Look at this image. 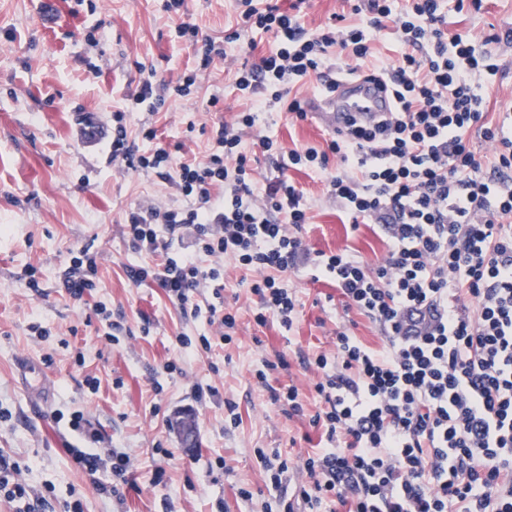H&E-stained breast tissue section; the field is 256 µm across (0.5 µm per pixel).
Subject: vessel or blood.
Wrapping results in <instances>:
<instances>
[{
	"label": "vessel or blood",
	"instance_id": "1",
	"mask_svg": "<svg viewBox=\"0 0 512 512\" xmlns=\"http://www.w3.org/2000/svg\"><path fill=\"white\" fill-rule=\"evenodd\" d=\"M393 109V102L382 83L366 78L339 80L333 96L318 103L315 118L325 128L345 131L351 122L367 123L383 112ZM20 376L24 387L33 393L45 394V377L33 361H22Z\"/></svg>",
	"mask_w": 512,
	"mask_h": 512
}]
</instances>
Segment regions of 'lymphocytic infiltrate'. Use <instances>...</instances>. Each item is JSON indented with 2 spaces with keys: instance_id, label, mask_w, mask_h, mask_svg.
Returning a JSON list of instances; mask_svg holds the SVG:
<instances>
[{
  "instance_id": "1",
  "label": "lymphocytic infiltrate",
  "mask_w": 512,
  "mask_h": 512,
  "mask_svg": "<svg viewBox=\"0 0 512 512\" xmlns=\"http://www.w3.org/2000/svg\"><path fill=\"white\" fill-rule=\"evenodd\" d=\"M240 23L225 42L256 48L273 34L275 46L234 74L233 88L248 111L212 129L204 160L175 158L164 147L137 153L127 115H112V161L150 173L174 171L178 206L134 207L124 234L132 249L162 255L135 267L134 283L154 282L181 311H207L209 325L228 342L237 326L226 311L224 264L254 272L257 324L276 318L292 327L298 306L282 274L307 270L331 279L346 309L381 331L374 349L337 326L334 349L306 356L322 407L310 419L320 449L303 462L304 478L288 484L287 460L262 463L285 512H512V113L488 116L486 86L500 71L490 51L466 32L449 33V12L482 0H358L355 21L334 15L306 28V0L281 8L273 0H237ZM396 27L397 59L374 43L385 22ZM346 52L348 64L331 60ZM342 76L384 80L395 106L383 121L353 125L326 149L283 145L259 132V115L307 117L292 93L315 78L321 97ZM196 74L142 80L134 101L155 112L166 92L185 97ZM493 143L477 156L472 131ZM274 163L257 182L246 136ZM325 176L327 193L349 224L382 227L390 244L373 266L349 252L310 253L301 236L311 204L290 179L292 169ZM98 256L81 249L63 285L76 301L91 298ZM208 305H201V298ZM88 472L109 469L117 493L126 481L127 454L68 448ZM20 462L0 456V499L14 512H42L47 495L22 476Z\"/></svg>"
}]
</instances>
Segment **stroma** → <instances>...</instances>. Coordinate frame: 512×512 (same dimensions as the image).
Listing matches in <instances>:
<instances>
[{
	"label": "stroma",
	"mask_w": 512,
	"mask_h": 512,
	"mask_svg": "<svg viewBox=\"0 0 512 512\" xmlns=\"http://www.w3.org/2000/svg\"><path fill=\"white\" fill-rule=\"evenodd\" d=\"M166 0H57L60 26L40 24L38 0H0V453L26 464V482L52 487L54 512L81 501L84 512H263L273 495L260 454H281L289 465L312 451L320 432L309 418L319 402L313 370L301 354L333 348L338 323L378 346L380 330L357 312H345L334 283L310 281L300 272L283 275L299 306L292 328L276 319L257 325L259 299L251 293L250 271L224 265V302L237 317L231 342L213 336L206 312L176 309L157 284L138 285L129 267L156 264L135 252L122 233L134 206L179 205L176 187L154 173L122 171L112 163V114L128 111L130 140L140 150L142 123L153 124L166 147L182 144L186 158L203 159L215 122L249 108L234 92L235 71L253 63L273 45L257 37V50L226 48L207 70H199L197 49L176 29L190 23L216 42L235 28L234 0H183L179 12ZM512 27V0H485L480 11L450 15L449 31L464 30L496 55L501 71L489 89V109L512 107V47L492 37ZM197 72L193 93L167 98L159 112L131 111L140 80H168ZM218 105H211L212 96ZM103 129L87 140L85 120ZM287 147L325 148L330 136L315 119L291 125L277 119L270 128ZM292 180L312 203L304 242L310 252L342 250L368 265L383 261L388 239L375 224L351 228L326 182L308 171ZM99 252L94 299L112 312L115 342L91 306L75 302L61 286L64 270L82 247ZM211 339L202 351L201 336ZM192 340L179 347L178 337ZM26 356L44 370L51 390L47 405L21 386L16 363ZM285 357L287 370L273 373L271 387L298 388L304 417L288 418L273 404L270 388L255 372L264 361ZM176 363L169 372L167 363ZM216 387L218 397L199 396ZM232 400L238 424L227 423ZM190 412L197 423L193 444L170 426L174 413ZM83 413L97 440L73 432L69 420ZM130 457L134 488L122 497L98 490L110 476H89L64 444ZM164 470L155 482L156 470ZM250 490L252 499L239 495Z\"/></svg>",
	"instance_id": "1"
}]
</instances>
